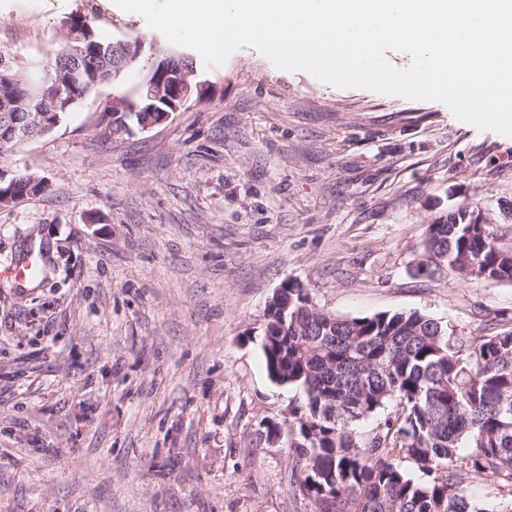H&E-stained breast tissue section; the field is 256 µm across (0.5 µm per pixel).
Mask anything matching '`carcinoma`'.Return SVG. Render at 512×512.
<instances>
[{"label": "carcinoma", "mask_w": 512, "mask_h": 512, "mask_svg": "<svg viewBox=\"0 0 512 512\" xmlns=\"http://www.w3.org/2000/svg\"><path fill=\"white\" fill-rule=\"evenodd\" d=\"M64 29L46 60L81 67L88 94L97 71L113 73L118 85L141 69L132 56L112 67L114 40L87 17L66 18ZM145 50L154 61L141 86L174 53L155 42ZM32 64L14 59L11 94L24 96ZM56 95L48 86L22 111L51 108ZM424 264L466 283L512 285V250L480 212L450 210L427 225L416 258ZM285 292L287 321L282 304H268L262 352L269 379L303 397L288 409L297 435L294 490L315 512H512V326L457 339L417 310L342 317L311 304L299 283ZM390 406L367 434L352 429ZM469 475L497 482L501 499H473Z\"/></svg>", "instance_id": "obj_1"}]
</instances>
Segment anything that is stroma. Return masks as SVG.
Returning a JSON list of instances; mask_svg holds the SVG:
<instances>
[{
	"instance_id": "obj_1",
	"label": "stroma",
	"mask_w": 512,
	"mask_h": 512,
	"mask_svg": "<svg viewBox=\"0 0 512 512\" xmlns=\"http://www.w3.org/2000/svg\"><path fill=\"white\" fill-rule=\"evenodd\" d=\"M74 13L160 37L113 0H0V45L44 57ZM202 78L166 123L111 138L101 86L8 159L50 187L0 207V267L44 265L0 279V512H314L290 486L299 393L261 348L282 284L463 338L512 321L510 285L412 274L427 224L463 204L512 248V136L250 47ZM37 265V261L27 255V252L21 253L14 258L10 265L0 269V277L25 283L32 279L33 269Z\"/></svg>"
}]
</instances>
